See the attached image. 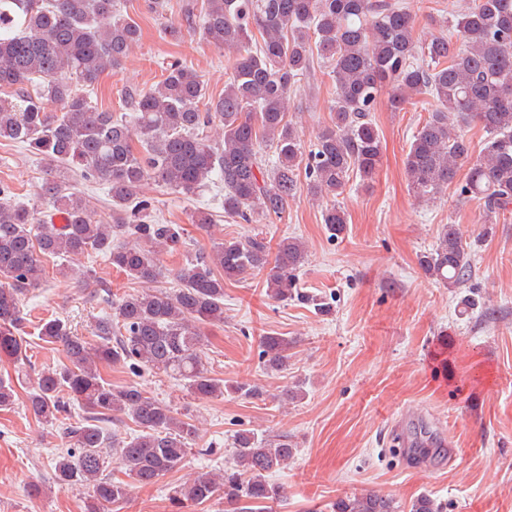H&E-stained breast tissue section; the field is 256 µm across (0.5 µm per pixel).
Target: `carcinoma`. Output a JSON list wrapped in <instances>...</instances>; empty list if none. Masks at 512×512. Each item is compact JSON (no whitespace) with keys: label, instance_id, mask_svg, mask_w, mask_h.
Listing matches in <instances>:
<instances>
[{"label":"carcinoma","instance_id":"1","mask_svg":"<svg viewBox=\"0 0 512 512\" xmlns=\"http://www.w3.org/2000/svg\"><path fill=\"white\" fill-rule=\"evenodd\" d=\"M197 21L209 44L235 53L224 93L209 95L196 71L175 60L154 87L125 91L127 112L116 117L89 98L140 40L139 24L119 0H0V92L11 93L0 97V140L26 146L51 175L42 186L43 209L0 184V362L27 360L19 331L30 289L51 274L91 281L90 271L62 262L48 269L47 259L95 255L145 285L113 302L88 338L60 318L39 327L42 341L62 345L67 363L40 374L26 409L46 424L75 403L82 409V420L62 429L66 449L55 459L54 477L60 485L91 489L86 512H103L124 501L131 485L150 486L182 468L198 438L197 427L168 404L135 385L107 382L98 364L162 372L197 398L218 399L226 385L211 376L202 346L203 328L224 322V281L261 274L275 301H296L321 315L333 311L327 297L301 288L306 252L294 237L273 246L258 233L228 236L176 270L178 288H154L162 274L159 256L176 249L182 228L158 223L151 204L137 197L144 182L192 197L217 181L224 184L225 214L247 224L257 216L280 220L302 175L309 193L322 198L337 195L355 173L364 180L375 174L383 144L371 112L390 86L395 112L419 95L432 100L404 161L417 196H435L465 164L459 195L482 202L483 223L495 224L512 209V0H470L452 30L421 43L397 0H204L200 7L189 0L164 33L176 39L183 24ZM316 55L329 63L335 82L334 116L307 151L288 111ZM471 121L487 134L476 158L462 130ZM214 125L217 140L205 134ZM261 143L273 157L263 155ZM74 170L107 189L111 220L98 218L84 194L64 186L58 174ZM53 211L67 223H55ZM322 217L331 237L346 230V211L336 201ZM119 231L137 244L112 245ZM419 264L448 289L472 273L471 251L453 224L443 225ZM291 345L286 336L262 337L264 368H285ZM116 415L130 418L136 433L123 439L108 433L103 423ZM295 453L286 439L239 430L232 465L176 488L171 501L181 512L222 492L224 512H268L281 498L268 476ZM112 456L126 479L106 473ZM333 510L400 512L391 498L374 493L340 497ZM409 512L442 510L423 494Z\"/></svg>","mask_w":512,"mask_h":512}]
</instances>
